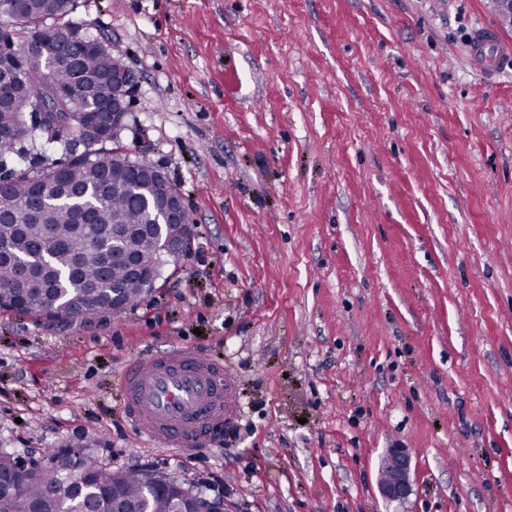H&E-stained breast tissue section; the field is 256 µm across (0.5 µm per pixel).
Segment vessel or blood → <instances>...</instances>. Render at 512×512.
I'll return each mask as SVG.
<instances>
[{
    "label": "vessel or blood",
    "instance_id": "obj_1",
    "mask_svg": "<svg viewBox=\"0 0 512 512\" xmlns=\"http://www.w3.org/2000/svg\"><path fill=\"white\" fill-rule=\"evenodd\" d=\"M471 51L493 61L512 60V44L497 40L486 26L474 33ZM118 383L130 421L163 447L193 451L237 415L232 375L190 346L143 354L124 366Z\"/></svg>",
    "mask_w": 512,
    "mask_h": 512
}]
</instances>
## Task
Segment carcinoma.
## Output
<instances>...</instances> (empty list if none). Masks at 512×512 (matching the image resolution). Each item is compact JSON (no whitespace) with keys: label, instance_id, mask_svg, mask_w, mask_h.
I'll return each mask as SVG.
<instances>
[{"label":"carcinoma","instance_id":"obj_1","mask_svg":"<svg viewBox=\"0 0 512 512\" xmlns=\"http://www.w3.org/2000/svg\"><path fill=\"white\" fill-rule=\"evenodd\" d=\"M75 0H0V17L18 27L4 56L8 75L0 83V169L9 160L27 161L17 148L26 136L41 146L70 152L88 145L84 125L106 93L121 98L132 83H112L109 48L95 51L94 37L80 34L66 17ZM52 23H47V20ZM46 32L34 44L25 30ZM50 73L64 91L69 123L37 128L27 123L41 89L38 69ZM94 159L65 160L55 177L46 155L40 165L17 176L0 177V244L16 261L29 264L40 283L31 286L0 270V308L63 323L82 313L119 316L136 305L161 276L160 237L178 225L164 224L144 236L132 231L152 224L162 204L154 185L137 175L147 165L101 149ZM118 252L152 258L132 277L112 258ZM200 492L151 486L138 471L107 470L85 449H48L28 467L13 452L0 449V512H113L118 502L128 512H183Z\"/></svg>","mask_w":512,"mask_h":512}]
</instances>
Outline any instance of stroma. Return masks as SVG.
I'll return each instance as SVG.
<instances>
[{"mask_svg":"<svg viewBox=\"0 0 512 512\" xmlns=\"http://www.w3.org/2000/svg\"><path fill=\"white\" fill-rule=\"evenodd\" d=\"M134 75L119 140L193 235L120 317L0 310V448L90 446L229 512H512V70L490 0H76ZM222 361L239 416L144 441L116 376L172 345ZM412 455L406 507L378 460ZM473 57L488 54L491 61H505L509 65L512 56V45L496 39L492 29L482 25L471 40ZM143 171L144 176H154L158 181L164 208L166 209L165 220L173 219L187 211V206L181 192L171 183L167 175L160 168L150 165L144 168Z\"/></svg>","mask_w":512,"mask_h":512,"instance_id":"stroma-1","label":"stroma"}]
</instances>
